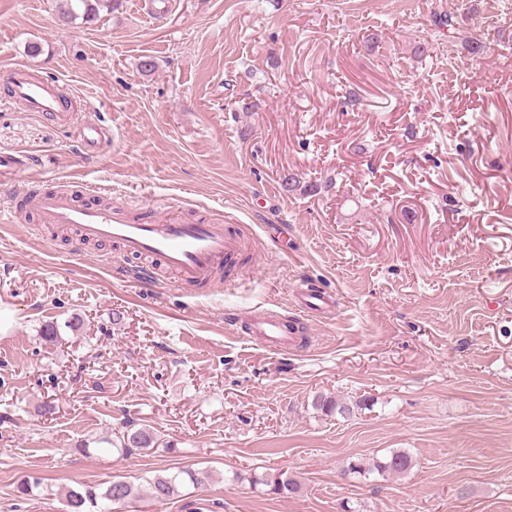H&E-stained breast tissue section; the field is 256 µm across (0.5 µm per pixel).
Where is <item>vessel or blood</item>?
Instances as JSON below:
<instances>
[{"label":"vessel or blood","instance_id":"1","mask_svg":"<svg viewBox=\"0 0 512 512\" xmlns=\"http://www.w3.org/2000/svg\"><path fill=\"white\" fill-rule=\"evenodd\" d=\"M8 103L22 104L27 111L52 116L61 125L79 130L80 145L93 149L103 131L100 125L81 119L71 95L58 79L38 74L24 64L10 70ZM12 216L33 217L37 223L74 232L85 244L114 243L125 256L138 260V273L155 276L156 268L176 274L179 284L206 286L224 261L239 251L240 242L224 225L223 214L209 219L193 218L180 205L167 209L146 206L144 213L105 199L100 188L73 180L53 186H38L10 200ZM246 330L268 351L294 349L296 326L288 317L268 311L246 314Z\"/></svg>","mask_w":512,"mask_h":512}]
</instances>
